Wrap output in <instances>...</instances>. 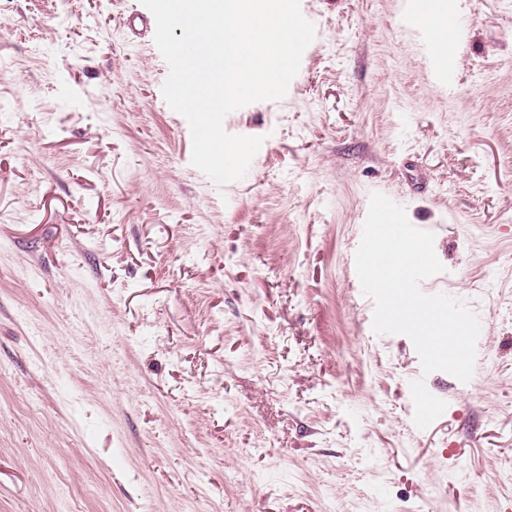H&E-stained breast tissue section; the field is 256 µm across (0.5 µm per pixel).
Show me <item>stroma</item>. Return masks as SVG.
<instances>
[{
  "label": "stroma",
  "mask_w": 512,
  "mask_h": 512,
  "mask_svg": "<svg viewBox=\"0 0 512 512\" xmlns=\"http://www.w3.org/2000/svg\"><path fill=\"white\" fill-rule=\"evenodd\" d=\"M436 2L463 37L300 0L319 40L226 116L264 142L219 185L139 0H0V512H512V0ZM375 192L480 320L468 382L372 331Z\"/></svg>",
  "instance_id": "1"
}]
</instances>
